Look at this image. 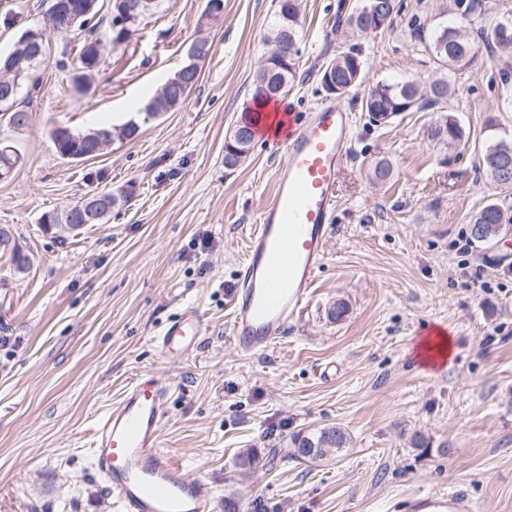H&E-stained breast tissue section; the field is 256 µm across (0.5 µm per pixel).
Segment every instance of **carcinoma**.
<instances>
[{
    "label": "carcinoma",
    "mask_w": 512,
    "mask_h": 512,
    "mask_svg": "<svg viewBox=\"0 0 512 512\" xmlns=\"http://www.w3.org/2000/svg\"><path fill=\"white\" fill-rule=\"evenodd\" d=\"M87 0H53L48 16L56 15L63 19L69 11L82 8ZM131 0H112L110 11L100 14L95 8L89 16L90 22L80 21L74 29L81 31L80 41L75 54L78 68L94 71L99 68L102 56L101 48L110 45L118 50L127 44L140 29L146 18L157 13L163 0H153L149 11L125 35L114 29V14L127 9ZM294 0H279L266 41L284 47L283 53L260 67L253 79L254 96L261 99H278L284 97L294 87L297 69L300 63V13L293 5ZM479 0H449L425 27L417 19L411 21V35L422 50L433 61L438 76L426 83L417 79L400 81H380L373 85L364 101L363 109L375 123L388 122L404 112H421L424 110L438 113L436 122L428 131V138L438 144L450 145L462 141L466 132L457 118L448 108V100L455 92L458 76L470 69L482 56L488 45L509 56L512 54V32L504 33L500 20L489 24L487 31L476 36L463 30L457 17L475 12ZM400 0H358L339 21L338 27L352 35H365L371 29L374 15L382 11L386 17L399 13ZM332 70L339 89L337 97L348 94L359 82L364 70L362 51L352 44L340 51L326 65ZM21 88L26 93H16L10 99L0 100V125L10 132L11 116L23 114L32 117L30 104L34 94L31 89H40L41 77L37 71L26 72L20 78ZM259 115L245 107L236 120L229 139L224 144V167L235 168L243 163L255 139V128ZM140 125L134 120L122 124L101 123L94 128L99 136L112 142H124L134 139L139 133ZM51 139L57 153L64 159L88 152L90 142L87 133L75 132L67 126H56L51 130ZM482 168L487 177L501 190L512 191V139L490 136L482 151ZM74 206L68 205L60 211L46 212L41 216L45 230H56L60 234H71L68 227L69 215ZM509 223L504 211L496 202H489L474 214L470 222V236L476 241L493 239L501 225ZM294 442L301 448L318 449L316 459L324 460L343 452L348 445V436L339 426H327L307 435L296 436Z\"/></svg>",
    "instance_id": "1"
}]
</instances>
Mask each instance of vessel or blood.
Returning <instances> with one entry per match:
<instances>
[{"instance_id": "vessel-or-blood-1", "label": "vessel or blood", "mask_w": 512, "mask_h": 512, "mask_svg": "<svg viewBox=\"0 0 512 512\" xmlns=\"http://www.w3.org/2000/svg\"><path fill=\"white\" fill-rule=\"evenodd\" d=\"M287 153L270 200L239 267L231 333L247 354L279 341L303 309L326 256L329 218L349 155L353 115L336 104L309 116L279 115ZM207 332L196 309L184 310L156 336L169 359L192 355ZM171 384L161 374L138 376L93 428L92 458L120 512H217L213 486L188 476L159 447ZM408 512H468L466 498L427 493L408 500Z\"/></svg>"}]
</instances>
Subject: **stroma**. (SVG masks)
Returning a JSON list of instances; mask_svg holds the SVG:
<instances>
[{"mask_svg":"<svg viewBox=\"0 0 512 512\" xmlns=\"http://www.w3.org/2000/svg\"><path fill=\"white\" fill-rule=\"evenodd\" d=\"M52 0H0V51L40 23ZM301 59L285 98L309 113L327 102L320 70L350 42L332 24L337 0H299ZM438 0H403L384 30L357 37L361 82L340 104L354 116L327 255L310 302L283 337L249 355L231 334L233 290L249 234L269 200L284 149L256 138L246 160L224 166V142L252 93L267 47L273 0H164L122 50L105 51L82 97L72 47L51 39L30 125L13 134L23 161L0 180V226L30 265L0 250V512H119L92 467L93 425L135 376L172 382L159 447L239 512H402L406 498L464 494L474 512H512V224L497 238L458 248L487 202L512 209L480 164L488 119L512 135L501 112L500 66L490 57L456 81L449 99L466 138L431 142V112L375 125L362 112L369 88L393 77L432 75L409 21L432 19ZM212 51L176 109L138 135L82 162L61 158L50 131L122 123L187 61L196 38ZM389 160V182L375 162ZM134 184L130 203L104 224L60 238L44 212ZM345 302L333 321L328 310ZM196 308L208 332L200 349L164 360L161 328ZM445 329L453 351L427 366L426 328ZM343 427L338 457L299 462L296 435ZM423 449H416L415 440ZM259 464L243 470V449Z\"/></svg>","mask_w":512,"mask_h":512,"instance_id":"1","label":"stroma"}]
</instances>
